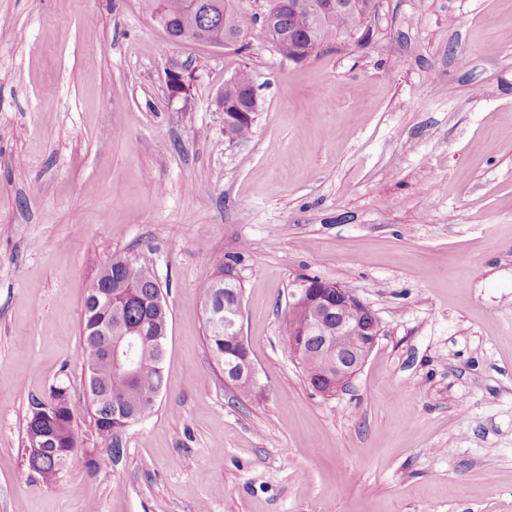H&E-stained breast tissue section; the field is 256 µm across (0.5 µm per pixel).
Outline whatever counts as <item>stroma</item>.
<instances>
[{"instance_id": "obj_1", "label": "stroma", "mask_w": 512, "mask_h": 512, "mask_svg": "<svg viewBox=\"0 0 512 512\" xmlns=\"http://www.w3.org/2000/svg\"><path fill=\"white\" fill-rule=\"evenodd\" d=\"M243 67L258 114L232 143ZM117 256L162 286L165 383L92 467L84 301ZM227 259L247 395L206 339ZM301 275L380 322L332 395L285 335ZM61 381L81 449L49 482L26 425ZM0 512H512V0H372L302 62L171 42L140 0H0ZM192 77L182 67L173 66L167 72V87L172 98H187ZM253 86L251 73L247 69L237 72L235 79L224 83V99L247 105L248 92Z\"/></svg>"}]
</instances>
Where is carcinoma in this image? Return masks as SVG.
Segmentation results:
<instances>
[{"mask_svg": "<svg viewBox=\"0 0 512 512\" xmlns=\"http://www.w3.org/2000/svg\"><path fill=\"white\" fill-rule=\"evenodd\" d=\"M202 3L218 4L220 9L214 10L210 16L180 10L166 12L163 10V0H143V8L155 22L175 37L195 27L219 36L229 31L237 36L240 47L244 48L249 34L262 28L255 14L233 9L231 0H202ZM359 25L358 16L349 10L340 9L324 19L311 22L308 29L302 30L297 27L292 13L287 11L280 17L283 34L280 54L288 59L302 52L311 42L321 45ZM252 86L251 73L241 69L235 79L224 83V99L244 104ZM102 272L108 273V276L96 277L87 287L82 329L85 363L94 368L101 391L112 389V398L106 397L93 406L94 423L98 435L105 443V455L98 461H90L92 465L106 460L116 462L121 458L115 451L114 439L124 435L125 416L135 414L136 418L131 420L134 424L154 411L157 401L147 398V392L151 389L161 390L164 377L162 361L158 358L153 337L161 326L169 325L165 301L159 297L160 288L148 268L138 264L130 269L114 265L103 268ZM240 290V284L222 278L218 288L211 283L207 284L204 295L205 299H212L223 308V316L230 317L236 308ZM110 323L115 325L117 333L121 335L137 328L144 332V335L138 337V370L132 377L113 372L106 361L105 336L102 331ZM206 323L209 347L227 370L226 376L240 391H250L254 381L242 373L243 350L227 335L225 325L216 324L210 319ZM310 335V343L320 350L318 365L306 371L311 381L318 374L336 367V351L321 346L319 330H312ZM65 388L67 385L61 382L58 388L51 389L50 401L54 416L48 419L31 417L27 422V430L44 436L46 441L44 447L27 451L28 468L49 480L57 479L65 469L59 446L66 445L73 453L80 450L72 417L69 416Z\"/></svg>", "mask_w": 512, "mask_h": 512, "instance_id": "carcinoma-1", "label": "carcinoma"}]
</instances>
